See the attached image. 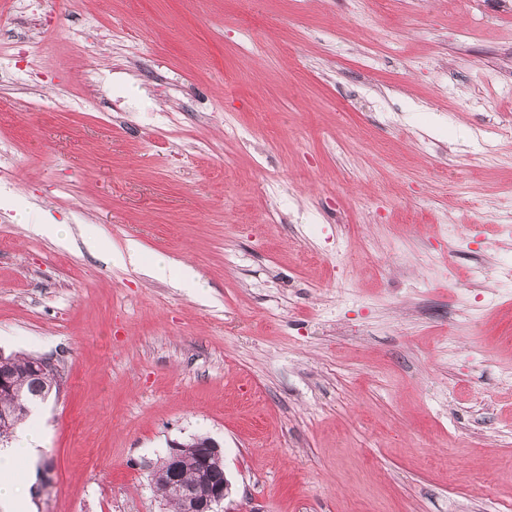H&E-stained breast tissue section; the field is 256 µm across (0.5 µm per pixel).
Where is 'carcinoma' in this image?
Listing matches in <instances>:
<instances>
[{
	"label": "carcinoma",
	"instance_id": "obj_1",
	"mask_svg": "<svg viewBox=\"0 0 512 512\" xmlns=\"http://www.w3.org/2000/svg\"><path fill=\"white\" fill-rule=\"evenodd\" d=\"M30 356H12V362L0 365V375H8L10 386L0 390V412H10V423L0 426V437L7 439L24 426L31 416L32 409L44 401L51 390V380L33 376L29 369ZM188 448L190 458L186 462L187 468L177 475L171 471L155 474L154 487L159 497L166 499L170 509H177V504L172 502L174 485L188 480L193 473V465L197 463V457L202 455L203 449L196 447V442L189 441Z\"/></svg>",
	"mask_w": 512,
	"mask_h": 512
}]
</instances>
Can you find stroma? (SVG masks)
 Returning <instances> with one entry per match:
<instances>
[{
  "label": "stroma",
  "mask_w": 512,
  "mask_h": 512,
  "mask_svg": "<svg viewBox=\"0 0 512 512\" xmlns=\"http://www.w3.org/2000/svg\"><path fill=\"white\" fill-rule=\"evenodd\" d=\"M0 190L31 512H162L195 436L231 512H512V0H0ZM150 269L153 275L158 279L177 281L185 284L194 283L195 273L189 266L166 256H156ZM205 441L208 442L200 445V448H196V442H194L192 439L186 442L189 443L188 448L190 451V458L186 462V465H188V467L185 470H183L177 475H171V471L169 469H167L166 473H160V471H157L155 474V478H153L154 487L157 495L161 498L166 499L165 503L168 504L170 509H172V512H178L176 511L177 504L171 503L172 499L174 498V485L180 483L181 481L188 480L190 474L193 473V465L198 462L196 456H203V448H208V463H210L211 457L219 454V452L221 451L220 445L215 440L208 438Z\"/></svg>",
  "instance_id": "1"
}]
</instances>
